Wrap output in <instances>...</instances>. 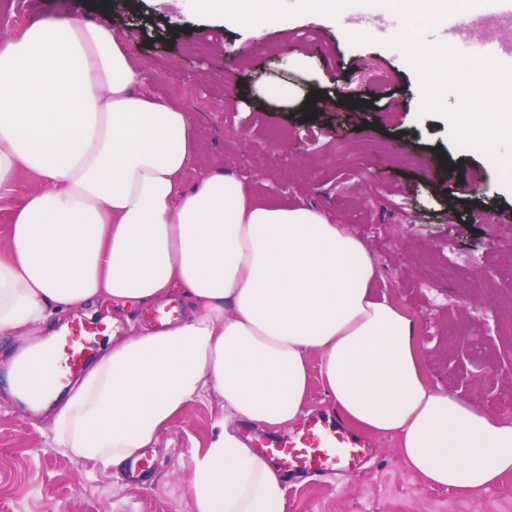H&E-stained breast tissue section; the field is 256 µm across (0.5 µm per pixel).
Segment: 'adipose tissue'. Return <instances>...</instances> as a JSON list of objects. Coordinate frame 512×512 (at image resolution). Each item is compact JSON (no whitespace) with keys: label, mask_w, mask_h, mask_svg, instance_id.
Segmentation results:
<instances>
[{"label":"adipose tissue","mask_w":512,"mask_h":512,"mask_svg":"<svg viewBox=\"0 0 512 512\" xmlns=\"http://www.w3.org/2000/svg\"><path fill=\"white\" fill-rule=\"evenodd\" d=\"M200 15L258 30L286 0H189ZM429 95L446 96V46L410 44ZM127 41L99 21L35 20L0 38V201L20 175L40 183L11 211L0 255V336L45 328L107 299L189 310L163 331L129 332L71 380L55 348L17 355L10 375L53 370L55 447L109 469L151 445L208 391L224 400L192 459L194 512H285L278 469L238 425L280 430L304 415L310 355L344 420L396 436L407 468L474 493L512 473V422L433 386L410 310L382 288L366 245L310 205L274 206L238 176H185L190 115L138 90ZM477 75L450 122L484 151L512 143V99L481 108Z\"/></svg>","instance_id":"1"}]
</instances>
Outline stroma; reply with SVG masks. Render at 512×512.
Returning a JSON list of instances; mask_svg holds the SVG:
<instances>
[{"instance_id":"1","label":"stroma","mask_w":512,"mask_h":512,"mask_svg":"<svg viewBox=\"0 0 512 512\" xmlns=\"http://www.w3.org/2000/svg\"><path fill=\"white\" fill-rule=\"evenodd\" d=\"M107 8L140 65V90L194 121L200 152L189 183L221 168L270 203L304 202L344 224L416 316L431 383L512 421V329L503 322L512 311V194L501 188L512 146L494 156L463 147L446 119L474 54L512 49L506 0H448L439 20L386 11L383 0H338L345 22L362 29L351 39L343 22L300 12L254 33L192 13L185 0H0V36L33 19L93 21ZM405 26L426 46L441 29L463 33L452 52L457 80L441 104L426 105L424 74L390 35ZM299 53L306 68L293 65ZM374 66L389 72L387 84L360 83ZM288 88L293 97H280ZM489 211L495 223L483 221ZM477 278L483 287H473ZM152 311L103 303L61 321L101 326L88 344L95 358L108 337L151 324ZM44 335L27 329L0 347V512H193L192 454L223 417V399L208 392L174 418L146 450L151 476L131 484L125 471L54 447L51 412L7 395L14 352ZM365 440L370 457L353 480L286 479V512H512V473L472 494L445 490L407 470L395 437Z\"/></svg>"}]
</instances>
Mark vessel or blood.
<instances>
[{"label":"vessel or blood","mask_w":512,"mask_h":512,"mask_svg":"<svg viewBox=\"0 0 512 512\" xmlns=\"http://www.w3.org/2000/svg\"><path fill=\"white\" fill-rule=\"evenodd\" d=\"M85 343V330L78 326L62 346L63 360L72 371H80L85 363ZM55 381V376L26 371L19 374L16 383L22 392L39 398ZM265 454L276 459L285 471L330 480L352 473L364 458L366 445L343 427L315 415L292 435L268 440Z\"/></svg>","instance_id":"b4317fda"}]
</instances>
